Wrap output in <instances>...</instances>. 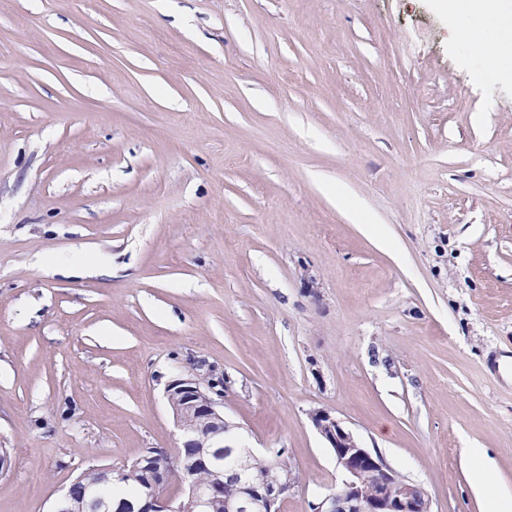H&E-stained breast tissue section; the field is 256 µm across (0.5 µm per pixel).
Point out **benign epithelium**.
<instances>
[{
    "mask_svg": "<svg viewBox=\"0 0 512 512\" xmlns=\"http://www.w3.org/2000/svg\"><path fill=\"white\" fill-rule=\"evenodd\" d=\"M165 397L175 426L186 437L184 447L196 449L191 456L175 457L183 472L178 493H166L168 482L160 460L169 454L161 448H145L129 464L90 465L73 480L77 484L93 472L109 485L122 481L129 468L142 471L145 477L142 492L133 500L112 502L107 505V512H182L184 499L194 503L196 512H211L224 489L225 460L236 455L252 456L248 448L224 444V432L232 425L224 419L221 402L213 397L212 390L199 382V374L192 372L171 380L166 385ZM313 422L327 447L332 449L342 474L340 489L314 505V512H433L426 490L418 484L396 479L383 458L363 447L340 419L319 411L314 414ZM201 469L214 475L211 483L203 485L198 481L196 474ZM231 477L239 485V495L233 503L224 505L226 512H279L280 503L295 487L290 473L276 474L262 485L251 483L240 470ZM369 482L376 490L366 494L363 486Z\"/></svg>",
    "mask_w": 512,
    "mask_h": 512,
    "instance_id": "benign-epithelium-1",
    "label": "benign epithelium"
}]
</instances>
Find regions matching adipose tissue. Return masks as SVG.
I'll use <instances>...</instances> for the list:
<instances>
[{"instance_id": "adipose-tissue-1", "label": "adipose tissue", "mask_w": 512, "mask_h": 512, "mask_svg": "<svg viewBox=\"0 0 512 512\" xmlns=\"http://www.w3.org/2000/svg\"><path fill=\"white\" fill-rule=\"evenodd\" d=\"M451 16L469 38L483 74L493 77L506 72L502 45L512 37V7L504 0H454ZM466 460L473 473V489L486 512H512V492L493 477L483 452L467 449Z\"/></svg>"}]
</instances>
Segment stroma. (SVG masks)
<instances>
[{
  "instance_id": "1",
  "label": "stroma",
  "mask_w": 512,
  "mask_h": 512,
  "mask_svg": "<svg viewBox=\"0 0 512 512\" xmlns=\"http://www.w3.org/2000/svg\"><path fill=\"white\" fill-rule=\"evenodd\" d=\"M439 0H0V512L176 453L164 396L299 480L341 419L433 512L512 489V79ZM346 189L386 236L352 223ZM466 460L473 473V489L485 503L487 512H511L512 493L503 489L492 476V469L483 452L477 448H467Z\"/></svg>"
}]
</instances>
